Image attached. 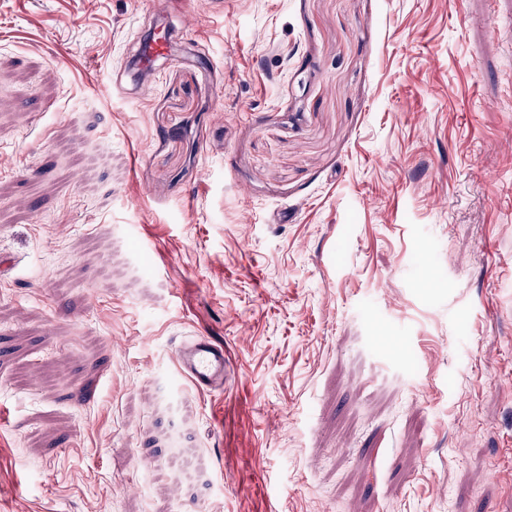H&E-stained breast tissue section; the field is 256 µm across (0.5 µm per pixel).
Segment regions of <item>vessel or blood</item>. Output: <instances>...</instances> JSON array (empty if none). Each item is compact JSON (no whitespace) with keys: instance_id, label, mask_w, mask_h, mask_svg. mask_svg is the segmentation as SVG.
Here are the masks:
<instances>
[{"instance_id":"vessel-or-blood-1","label":"vessel or blood","mask_w":512,"mask_h":512,"mask_svg":"<svg viewBox=\"0 0 512 512\" xmlns=\"http://www.w3.org/2000/svg\"><path fill=\"white\" fill-rule=\"evenodd\" d=\"M169 39L156 34L142 43L137 64L139 68H152L155 61L169 57ZM229 362L223 344L208 336H197L180 344L175 352L179 374L201 391H213L223 386L224 373Z\"/></svg>"}]
</instances>
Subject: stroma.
<instances>
[{
	"instance_id": "1",
	"label": "stroma",
	"mask_w": 512,
	"mask_h": 512,
	"mask_svg": "<svg viewBox=\"0 0 512 512\" xmlns=\"http://www.w3.org/2000/svg\"><path fill=\"white\" fill-rule=\"evenodd\" d=\"M0 512H512V0H0ZM171 55L169 38L163 34H155L142 43L137 64L140 69H151L159 58H168ZM228 362L224 344L209 336H196L180 344L175 352L179 374L201 391H213L224 385Z\"/></svg>"
}]
</instances>
